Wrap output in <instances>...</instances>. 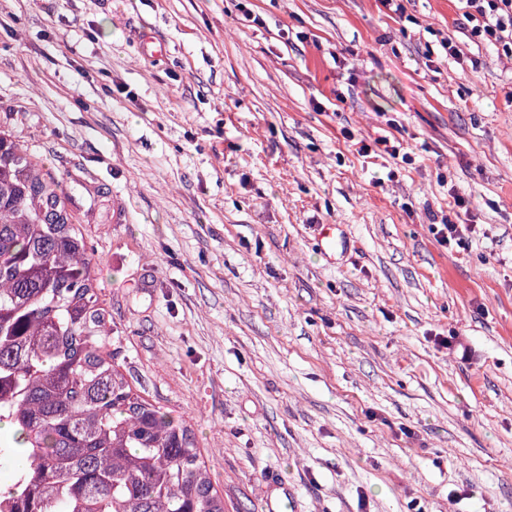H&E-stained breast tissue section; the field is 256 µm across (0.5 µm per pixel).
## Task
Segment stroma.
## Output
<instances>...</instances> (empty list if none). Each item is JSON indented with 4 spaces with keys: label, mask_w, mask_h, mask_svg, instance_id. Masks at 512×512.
<instances>
[{
    "label": "stroma",
    "mask_w": 512,
    "mask_h": 512,
    "mask_svg": "<svg viewBox=\"0 0 512 512\" xmlns=\"http://www.w3.org/2000/svg\"><path fill=\"white\" fill-rule=\"evenodd\" d=\"M402 5L0 0V128L224 512L272 478L293 512H512V57L462 0ZM319 227L321 253L327 260L333 261L336 252L345 245V236L343 232L339 231L338 224H322Z\"/></svg>",
    "instance_id": "35a3bbf8"
}]
</instances>
